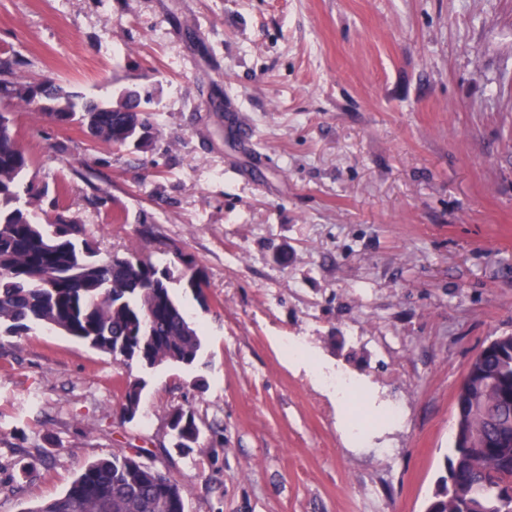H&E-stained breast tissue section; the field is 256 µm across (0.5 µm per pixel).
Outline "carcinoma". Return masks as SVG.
<instances>
[{"label":"carcinoma","mask_w":512,"mask_h":512,"mask_svg":"<svg viewBox=\"0 0 512 512\" xmlns=\"http://www.w3.org/2000/svg\"><path fill=\"white\" fill-rule=\"evenodd\" d=\"M19 62L0 54V95L48 118L41 106L58 109L57 125L89 126L94 138L126 146L127 127L152 134L146 100L134 88L120 93V106L77 99L60 85L40 86L15 76ZM29 159L12 128H0V336H20L34 326L62 332L126 365H194L201 354L198 328L176 302L173 273L138 249L99 257L83 226L58 213L38 219L42 193L23 183ZM183 277L198 298L206 283L184 263ZM143 384L125 387L123 412H139ZM187 410L168 420L183 449L198 443ZM453 443L445 473L426 512H512V335L493 339L471 361L465 386L455 393ZM28 512H185L179 481L144 466L119 450L87 464L65 493Z\"/></svg>","instance_id":"carcinoma-1"}]
</instances>
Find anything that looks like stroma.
I'll return each mask as SVG.
<instances>
[{
	"label": "stroma",
	"instance_id": "35a3bbf8",
	"mask_svg": "<svg viewBox=\"0 0 512 512\" xmlns=\"http://www.w3.org/2000/svg\"><path fill=\"white\" fill-rule=\"evenodd\" d=\"M2 50L22 80L151 95L134 152L14 110L24 181L65 183L101 254L170 268L203 346L146 368L40 327L0 336V512L121 449L175 477L186 512H425L456 388L512 334V0H0ZM293 336L364 390L358 440L281 350ZM394 402L398 428L378 418ZM178 407L201 429L188 452ZM25 448L42 460L23 480ZM189 411L192 412L193 417L191 424L186 427L183 425V420L184 415ZM168 420L174 424L175 429H178L180 444L177 448L191 449L193 448L192 445L198 443L201 430L196 422L195 413L192 410L175 409L169 413Z\"/></svg>",
	"mask_w": 512,
	"mask_h": 512
}]
</instances>
